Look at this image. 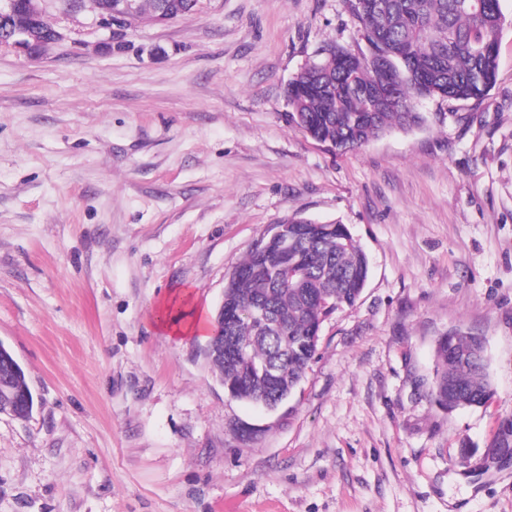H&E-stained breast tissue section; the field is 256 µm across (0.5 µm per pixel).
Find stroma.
<instances>
[{"label":"stroma","mask_w":512,"mask_h":512,"mask_svg":"<svg viewBox=\"0 0 512 512\" xmlns=\"http://www.w3.org/2000/svg\"><path fill=\"white\" fill-rule=\"evenodd\" d=\"M0 48V342L35 395L0 414V512H512V27L482 102L334 154L288 121V81L356 46L345 0H199L115 34ZM346 224L370 264L269 411L228 398L203 340L158 330L293 214ZM486 342L494 386L446 412L436 345ZM476 446L460 452L462 440ZM492 453L488 456L491 463L512 461V419L501 424L497 435L489 445Z\"/></svg>","instance_id":"1"}]
</instances>
